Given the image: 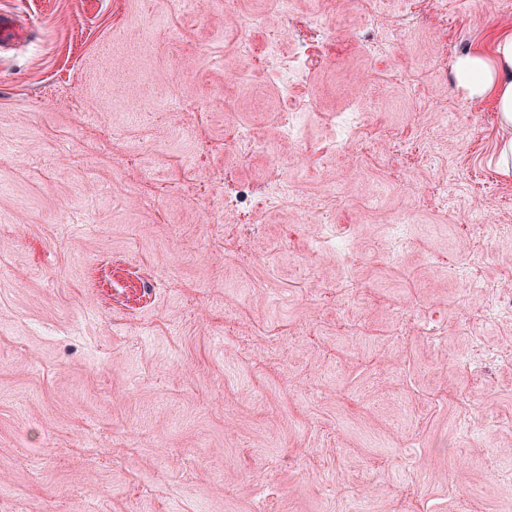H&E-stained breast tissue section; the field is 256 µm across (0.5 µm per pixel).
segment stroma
Wrapping results in <instances>:
<instances>
[{
    "mask_svg": "<svg viewBox=\"0 0 512 512\" xmlns=\"http://www.w3.org/2000/svg\"><path fill=\"white\" fill-rule=\"evenodd\" d=\"M203 3L0 0V512H512V0ZM257 26V19L255 17H245L243 23L241 25V33L236 40V48L238 53L242 56L251 57L257 64L256 66L259 68H265L267 65L264 64V61L267 59L273 58L276 54L275 48L270 45L263 53H259L257 48L255 47L251 35V31ZM492 49V58L468 53L457 58V82L470 97L493 94L500 125L505 136L495 155V164L506 173L512 171V23L506 22Z\"/></svg>",
    "mask_w": 512,
    "mask_h": 512,
    "instance_id": "35a3bbf8",
    "label": "stroma"
}]
</instances>
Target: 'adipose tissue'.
Returning a JSON list of instances; mask_svg holds the SVG:
<instances>
[{
    "label": "adipose tissue",
    "instance_id": "adipose-tissue-1",
    "mask_svg": "<svg viewBox=\"0 0 512 512\" xmlns=\"http://www.w3.org/2000/svg\"><path fill=\"white\" fill-rule=\"evenodd\" d=\"M456 79L469 96L494 95L505 136L495 156L504 172L512 171V23H504L491 55L468 53L454 64Z\"/></svg>",
    "mask_w": 512,
    "mask_h": 512
}]
</instances>
